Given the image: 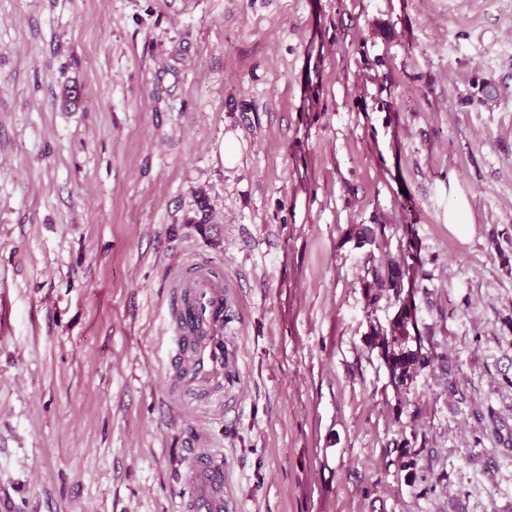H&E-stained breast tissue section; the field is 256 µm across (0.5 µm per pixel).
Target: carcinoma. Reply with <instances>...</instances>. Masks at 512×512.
I'll list each match as a JSON object with an SVG mask.
<instances>
[{
	"label": "carcinoma",
	"instance_id": "cac0c4a2",
	"mask_svg": "<svg viewBox=\"0 0 512 512\" xmlns=\"http://www.w3.org/2000/svg\"><path fill=\"white\" fill-rule=\"evenodd\" d=\"M408 258L412 263L407 266L392 263L384 273L374 270L372 282L365 285L371 293L372 300H378L384 291L392 293L398 299L401 298L405 288L406 271L415 269V265L419 263L414 253L408 255ZM409 325H411L409 308L404 305L389 330L374 332V338L379 340L392 381L401 392L408 391L416 374L430 367L439 358V355L425 348L422 337L411 335ZM412 342L415 343L413 347L410 346Z\"/></svg>",
	"mask_w": 512,
	"mask_h": 512
}]
</instances>
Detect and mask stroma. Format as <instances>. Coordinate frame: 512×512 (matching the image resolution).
I'll list each match as a JSON object with an SVG mask.
<instances>
[{
    "instance_id": "stroma-1",
    "label": "stroma",
    "mask_w": 512,
    "mask_h": 512,
    "mask_svg": "<svg viewBox=\"0 0 512 512\" xmlns=\"http://www.w3.org/2000/svg\"><path fill=\"white\" fill-rule=\"evenodd\" d=\"M411 247L438 358L401 394L365 284ZM198 261L228 322L193 400ZM511 378L512 0H0L6 512H177L193 443L227 512H512ZM175 318L169 333L170 369L175 387L184 394L224 379V276L212 265L193 268L191 289L176 294ZM194 336L191 356L185 359L189 337Z\"/></svg>"
}]
</instances>
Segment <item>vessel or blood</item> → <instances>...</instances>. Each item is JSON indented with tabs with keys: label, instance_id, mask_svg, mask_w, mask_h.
<instances>
[{
	"label": "vessel or blood",
	"instance_id": "1",
	"mask_svg": "<svg viewBox=\"0 0 512 512\" xmlns=\"http://www.w3.org/2000/svg\"><path fill=\"white\" fill-rule=\"evenodd\" d=\"M170 324V369L184 394L224 378V276L212 265L195 266L189 291L178 293ZM192 497L179 512H224V462L220 452L192 448L187 453Z\"/></svg>",
	"mask_w": 512,
	"mask_h": 512
}]
</instances>
